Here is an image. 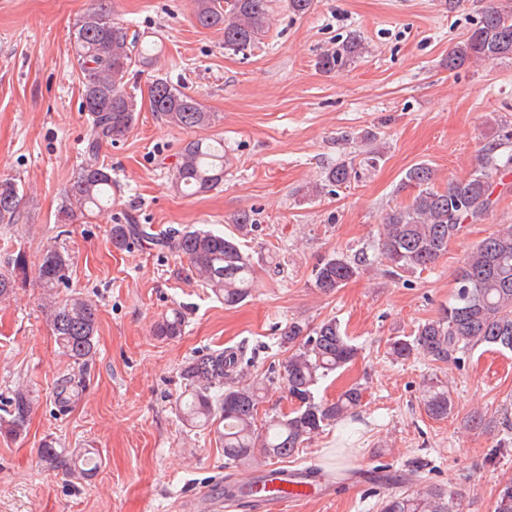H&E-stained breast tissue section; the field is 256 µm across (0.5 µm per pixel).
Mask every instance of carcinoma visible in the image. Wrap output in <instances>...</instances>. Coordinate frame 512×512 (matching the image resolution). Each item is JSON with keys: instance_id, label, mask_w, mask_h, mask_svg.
<instances>
[{"instance_id": "cac0c4a2", "label": "carcinoma", "mask_w": 512, "mask_h": 512, "mask_svg": "<svg viewBox=\"0 0 512 512\" xmlns=\"http://www.w3.org/2000/svg\"><path fill=\"white\" fill-rule=\"evenodd\" d=\"M194 18L205 29L224 32V48L243 53L267 32L269 0H194ZM74 50L83 85L81 111L90 122L84 147V163L64 190L58 221L70 220L78 212H91L112 199V175L99 162L103 145L123 138L136 119L137 101L125 86L132 69L150 62V51L129 37L128 28L112 21L111 0H98L75 23ZM363 52L361 35L351 32L324 53L317 65L325 72L345 67ZM512 57V5L486 8L479 22L461 40L448 48L445 65L450 71L472 62ZM151 111L181 129L194 131L211 124L196 96L159 77L149 86ZM512 164L495 154L494 148L481 154L478 167L468 176L436 186L435 169L426 162L407 169L401 188L412 191L409 202L386 214L379 250L391 273L426 270L448 251V243L470 224L486 219L497 206L498 173ZM224 141L192 138L182 148L173 168L174 187L187 195L210 192L224 183ZM358 176L355 159H344L324 172L311 192L346 185ZM23 220L19 188L14 178L0 177V224ZM255 224L254 214L242 211L234 217L238 236H246ZM112 246L128 250L138 242L174 247L189 263V272L210 288L224 305L234 307L255 288V269L243 252L238 236L222 231L187 226L172 236L160 237L151 227L125 218L112 225ZM8 269L0 272V298L13 293L18 281L28 275L29 260L24 251L7 259ZM72 257L64 244L46 247L35 265V278L45 295L42 312L54 341L77 372L62 379L55 400L67 407L85 388V377L97 351L99 310L96 303L74 292L59 297V288H69ZM361 259L334 253L322 258L312 270V286L329 295L355 278ZM186 318L173 308L153 326V334L168 340L182 335ZM280 345L290 355L285 366V398L291 404L262 425H257L262 403V383L236 380L244 351L227 347L197 356L181 368L185 391L176 400V410L192 427L220 426L227 468L246 467L262 458L281 461L294 456L303 444L324 429L357 413L363 389L353 385L334 400L315 397L318 384L329 374L357 359L360 348L334 319L313 329L290 321L281 330ZM512 351V225L478 243L463 259L455 276L453 294L440 316L418 325L413 338L397 337L389 354L397 361L424 355L440 364H458L469 351L480 346ZM421 403L428 416L448 417L452 399L434 382L423 385ZM34 408L29 391L17 389L0 417V433L20 437L27 433ZM45 466L65 476L88 480L100 467L93 448L69 450L53 439L39 448ZM381 512H461L454 494L429 485L411 492L404 487L382 501ZM494 512H512V480L500 489Z\"/></svg>"}]
</instances>
